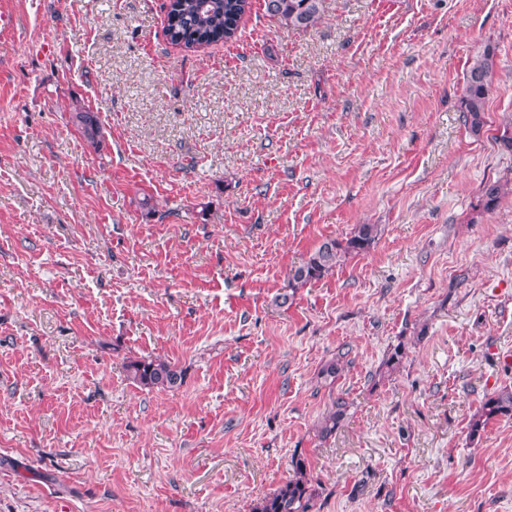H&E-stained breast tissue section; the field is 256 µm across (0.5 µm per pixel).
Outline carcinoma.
Returning a JSON list of instances; mask_svg holds the SVG:
<instances>
[{"mask_svg": "<svg viewBox=\"0 0 512 512\" xmlns=\"http://www.w3.org/2000/svg\"><path fill=\"white\" fill-rule=\"evenodd\" d=\"M325 0H264L266 12L281 24L307 30L315 27L325 10ZM250 8V0H173L167 12L166 35L174 45L202 48L214 42L233 40L240 22ZM495 53L488 48L466 72L461 112L469 132L478 136L483 132L485 107L491 90L495 68ZM71 123L83 138L93 146L101 144L104 132L96 113L79 104L70 112ZM503 194L500 181H488L481 190L484 208L493 209ZM381 228L377 224H357L345 239H325L296 267L289 281L292 289L319 280L333 271L349 255L366 252L378 239ZM344 354L323 365L320 371L324 382L332 386L342 370ZM127 377L133 383L148 389L174 390L184 382V373L172 362L162 358L130 360L125 365ZM346 402L339 398L323 420L320 433L333 434L346 415ZM499 415H512V389L503 388L488 397L478 417L470 423V434L475 436L489 419ZM294 476L266 495L252 512H311L319 496L318 486L307 478V464L302 458L293 463Z\"/></svg>", "mask_w": 512, "mask_h": 512, "instance_id": "cac0c4a2", "label": "carcinoma"}]
</instances>
